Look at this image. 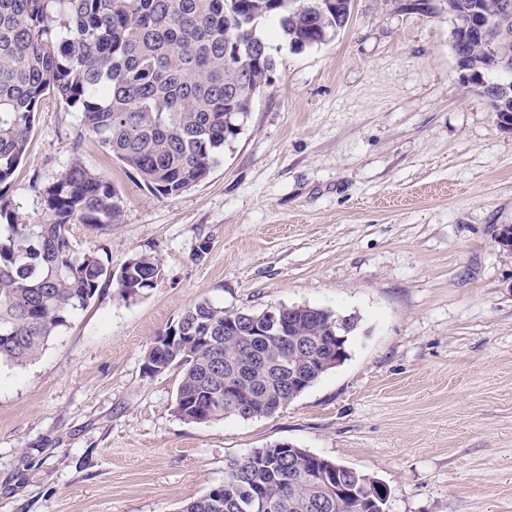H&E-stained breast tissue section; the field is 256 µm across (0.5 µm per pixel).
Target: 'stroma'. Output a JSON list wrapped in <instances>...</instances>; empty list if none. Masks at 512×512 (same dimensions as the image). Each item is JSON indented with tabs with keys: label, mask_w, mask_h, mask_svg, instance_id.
I'll return each instance as SVG.
<instances>
[{
	"label": "stroma",
	"mask_w": 512,
	"mask_h": 512,
	"mask_svg": "<svg viewBox=\"0 0 512 512\" xmlns=\"http://www.w3.org/2000/svg\"><path fill=\"white\" fill-rule=\"evenodd\" d=\"M276 70L207 177L158 198L53 96L7 191L20 219L80 154L121 221L70 226L112 268L41 355L0 365V512H180L231 461L289 443L377 478L388 512H512V131L464 83L446 0H352L318 47L259 23ZM206 298L227 310L353 315L348 359L277 413L180 419L154 338Z\"/></svg>",
	"instance_id": "35a3bbf8"
}]
</instances>
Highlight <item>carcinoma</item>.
Masks as SVG:
<instances>
[{
    "label": "carcinoma",
    "mask_w": 512,
    "mask_h": 512,
    "mask_svg": "<svg viewBox=\"0 0 512 512\" xmlns=\"http://www.w3.org/2000/svg\"><path fill=\"white\" fill-rule=\"evenodd\" d=\"M352 0H0V362L22 366L69 326L104 283L134 299L155 288L158 260L136 253L118 271L73 243L70 224L107 227L123 200L113 184L75 156L41 192L43 220L20 221L5 196L27 149L42 99L55 96L80 113L103 148L132 169L155 197L177 196L202 181L234 139L274 60L259 21L274 17L287 44L304 50L347 24ZM502 0H448L461 18L495 22ZM464 71L478 76L495 114L512 115V72L467 40ZM252 311L195 302L167 332L206 337L187 349L155 337L144 368L180 369L174 411L194 423L228 416L267 417L324 374L303 349L309 337L325 356L349 357L355 318L309 305L283 306L291 340H248ZM236 384L252 408L224 398ZM367 474L308 450L276 443L231 463L224 483L181 512H243L251 490L269 512H385L389 493L362 485Z\"/></svg>",
    "instance_id": "obj_1"
}]
</instances>
